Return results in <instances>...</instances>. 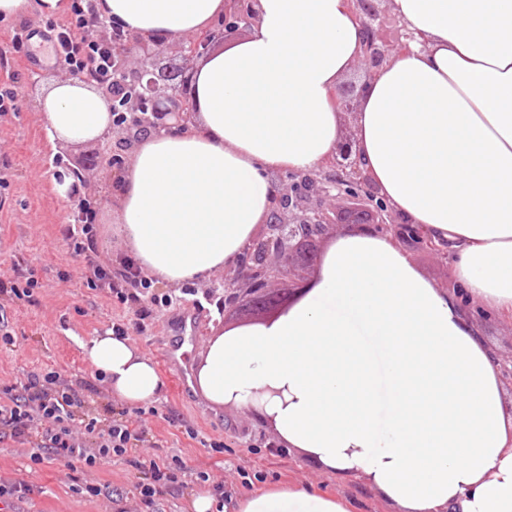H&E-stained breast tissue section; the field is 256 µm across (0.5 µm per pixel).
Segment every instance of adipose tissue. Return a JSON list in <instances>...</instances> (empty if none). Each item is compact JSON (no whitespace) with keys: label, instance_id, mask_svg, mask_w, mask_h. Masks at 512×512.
<instances>
[{"label":"adipose tissue","instance_id":"adipose-tissue-1","mask_svg":"<svg viewBox=\"0 0 512 512\" xmlns=\"http://www.w3.org/2000/svg\"><path fill=\"white\" fill-rule=\"evenodd\" d=\"M413 32L367 82L351 122L361 168L392 212L445 246L466 292L425 278L405 247L361 227L332 236L314 286L275 319L204 342L194 388L254 415L281 447L363 478L396 512H512V408L468 307L512 316V0H390ZM227 0H99L138 37L210 29ZM251 31L192 65L185 132L135 144L105 211L142 271L177 286L236 265L264 224L276 171L319 168L345 121L333 95L362 60L350 0H257ZM52 144L112 132L77 78L40 100ZM80 347L113 400L163 381L131 337ZM310 484L228 497L224 512H350Z\"/></svg>","mask_w":512,"mask_h":512}]
</instances>
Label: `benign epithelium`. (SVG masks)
I'll return each mask as SVG.
<instances>
[{
    "label": "benign epithelium",
    "mask_w": 512,
    "mask_h": 512,
    "mask_svg": "<svg viewBox=\"0 0 512 512\" xmlns=\"http://www.w3.org/2000/svg\"><path fill=\"white\" fill-rule=\"evenodd\" d=\"M370 0H355V21L362 30L363 65L377 70L386 64V54L376 43L366 18L375 16ZM216 37L200 33L181 42L182 57L194 61L207 56ZM123 56L137 60L134 67L119 61L114 81L127 89L123 97L113 93V86L98 82L96 87L117 113L112 134L119 145L130 147L146 133H167L189 128L192 108L191 72L189 66L168 70L156 65L153 52L131 32H126ZM364 93V85H351L337 92V102L345 112H354ZM363 194L372 208L371 228L389 234L411 249H422L448 259V254L429 241L413 243L402 233L398 220L387 205L377 204V192L360 168L353 131H348L325 167L317 172L303 171L290 176V182L274 190L269 220L261 233L244 248L237 264L236 276L224 279V307L245 303L272 305L277 301L280 281L302 297L311 281L293 261L302 253L311 267L321 256V244L336 227L330 201L338 195Z\"/></svg>",
    "instance_id": "obj_1"
}]
</instances>
